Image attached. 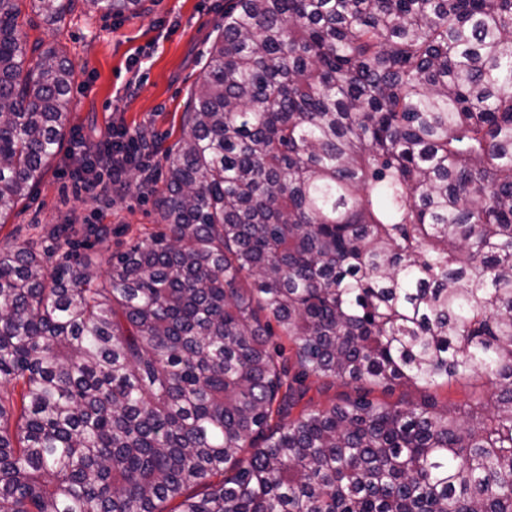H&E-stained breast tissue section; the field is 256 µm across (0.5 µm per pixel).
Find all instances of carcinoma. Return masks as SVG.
I'll list each match as a JSON object with an SVG mask.
<instances>
[{
    "mask_svg": "<svg viewBox=\"0 0 512 512\" xmlns=\"http://www.w3.org/2000/svg\"><path fill=\"white\" fill-rule=\"evenodd\" d=\"M20 13L0 215L71 121ZM183 127L103 280L0 249V512H512V0H224ZM475 375L491 427L366 392ZM310 376L361 392L283 420Z\"/></svg>",
    "mask_w": 512,
    "mask_h": 512,
    "instance_id": "carcinoma-1",
    "label": "carcinoma"
}]
</instances>
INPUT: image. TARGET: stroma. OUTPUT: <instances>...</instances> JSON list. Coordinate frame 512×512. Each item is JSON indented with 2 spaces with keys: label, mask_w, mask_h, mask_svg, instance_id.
<instances>
[{
  "label": "stroma",
  "mask_w": 512,
  "mask_h": 512,
  "mask_svg": "<svg viewBox=\"0 0 512 512\" xmlns=\"http://www.w3.org/2000/svg\"><path fill=\"white\" fill-rule=\"evenodd\" d=\"M20 30L27 44L60 49L75 76L71 94L73 132L98 141L108 127L154 141L152 172H163L165 152L182 136L186 103L200 82L210 39L224 24V0H141L122 16L89 12L73 0L62 21L50 24L20 0ZM80 155L62 148L42 172L29 195L0 219V249L26 246L50 253L95 257L105 274L112 254L159 231L152 195L136 175L108 196L76 200L64 168H76ZM70 224L68 238L55 229ZM492 389L480 376L450 382L436 391L450 416Z\"/></svg>",
  "instance_id": "obj_1"
}]
</instances>
